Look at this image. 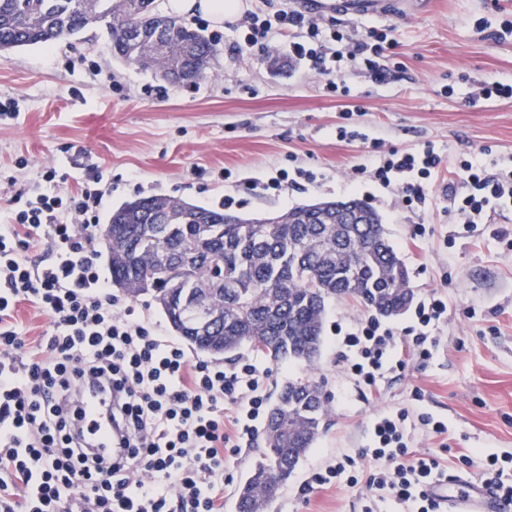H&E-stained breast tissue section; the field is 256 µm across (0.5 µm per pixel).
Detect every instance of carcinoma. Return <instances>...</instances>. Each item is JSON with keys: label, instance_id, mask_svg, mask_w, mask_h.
Masks as SVG:
<instances>
[{"label": "carcinoma", "instance_id": "cac0c4a2", "mask_svg": "<svg viewBox=\"0 0 512 512\" xmlns=\"http://www.w3.org/2000/svg\"><path fill=\"white\" fill-rule=\"evenodd\" d=\"M153 0H0V51L50 45L89 27L111 36L112 51L128 65L163 79L196 83L211 77L220 53L184 21L153 13ZM165 44L156 53V41ZM331 209L298 205L271 217L243 218L166 195L125 202L112 211L104 234L112 287L132 299L149 295L172 330L194 350L216 356L247 346L275 363L312 364L322 346L332 300L351 299L384 316L412 301L409 274L384 237L379 214L360 199L330 201ZM223 229L196 245V224ZM165 224L180 230L163 240ZM180 258L194 253L187 278L177 280L154 260V244ZM208 294L220 312L198 327L193 306ZM320 386L308 378L285 383L269 412L265 448L238 490L237 512H267L312 448L325 419Z\"/></svg>", "mask_w": 512, "mask_h": 512}]
</instances>
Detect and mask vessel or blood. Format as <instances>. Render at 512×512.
<instances>
[{"instance_id":"1","label":"vessel or blood","mask_w":512,"mask_h":512,"mask_svg":"<svg viewBox=\"0 0 512 512\" xmlns=\"http://www.w3.org/2000/svg\"><path fill=\"white\" fill-rule=\"evenodd\" d=\"M83 419L81 434L93 451L105 458H117L124 452L119 429L112 422V406L118 395L110 385L103 383L80 384L77 388ZM434 493L441 512H497L498 504L490 498L482 485L465 482L457 494L435 488Z\"/></svg>"}]
</instances>
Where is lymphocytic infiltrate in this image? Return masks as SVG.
Instances as JSON below:
<instances>
[{
	"label": "lymphocytic infiltrate",
	"instance_id": "1",
	"mask_svg": "<svg viewBox=\"0 0 512 512\" xmlns=\"http://www.w3.org/2000/svg\"><path fill=\"white\" fill-rule=\"evenodd\" d=\"M235 29L244 45L284 51L345 96L348 86L336 79L344 66L379 83L387 76L380 62L386 29L368 28L338 52L321 39L319 19L296 9L249 12ZM369 144L371 163L358 173L401 192L407 205L425 206V182L441 163L434 144L406 153L385 150L379 138ZM455 175L460 186L449 189L448 210L467 230L512 207V171L491 174L463 159ZM103 197L95 183L62 191L47 171L31 194L8 200L0 225V473L21 481L24 494L0 481V512H222L224 455L255 440L266 411V371L250 357L229 369L189 359L113 294L93 234ZM39 246L48 250L47 262L33 261ZM23 302L50 318L37 339L14 325ZM414 315L420 331L412 351L424 361L438 344L429 329L444 321L448 306L433 295ZM340 347L346 371L369 386L406 367L396 330L375 318L349 327ZM86 379L122 394L112 418L126 435L124 460L102 463L74 441L80 410L73 390ZM410 427L403 409L375 419L369 454L381 466L370 484L411 512H438L426 488L444 470L435 454L409 448Z\"/></svg>",
	"mask_w": 512,
	"mask_h": 512
}]
</instances>
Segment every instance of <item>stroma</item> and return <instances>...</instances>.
Instances as JSON below:
<instances>
[{"mask_svg":"<svg viewBox=\"0 0 512 512\" xmlns=\"http://www.w3.org/2000/svg\"><path fill=\"white\" fill-rule=\"evenodd\" d=\"M320 20L347 38L368 26L393 27L383 59L390 79L380 84L350 69L341 78L351 94L337 96L284 53L239 45L228 23L220 28L213 78L197 83H164L117 60L100 29L0 52V99L14 100L19 112L0 124V214L6 192L33 191L49 169L55 184L76 189L90 161L101 167L107 214L156 194L213 207L230 195L232 212L246 218L323 200L368 203L408 269L414 301L436 294L447 303L448 317L436 330L440 343L428 361H410L366 387L344 370L336 329L376 312L330 302L314 367L267 366V402L298 377L319 384L327 399L321 433L268 512H365L372 500L380 512H406L366 488L378 464L362 451L381 412L416 410L442 421L447 433L419 425L411 444L438 455L452 482L477 480L482 456L512 455V210L492 213L472 233L458 231L448 215L460 159L476 158L491 171L512 168V99L467 102L483 82L512 80V35L501 32L512 23V0H382L381 11L368 15L337 0L336 11ZM157 85L166 98L147 95ZM341 126L401 152L434 142L441 164L425 207H406L399 192L355 178L368 146L338 138ZM298 168L312 171L316 182L269 194L252 188V180ZM262 447L258 440L225 456L224 512H235L237 491ZM358 454L355 480L302 493L314 470Z\"/></svg>","mask_w":512,"mask_h":512,"instance_id":"stroma-1","label":"stroma"}]
</instances>
